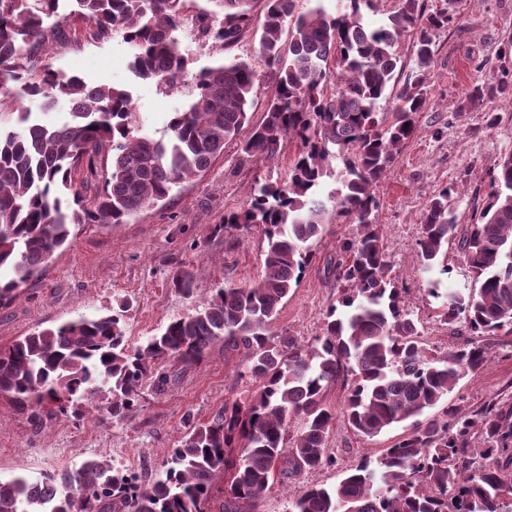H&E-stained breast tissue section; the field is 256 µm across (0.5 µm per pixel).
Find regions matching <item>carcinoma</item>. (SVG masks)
Listing matches in <instances>:
<instances>
[{
    "mask_svg": "<svg viewBox=\"0 0 512 512\" xmlns=\"http://www.w3.org/2000/svg\"><path fill=\"white\" fill-rule=\"evenodd\" d=\"M185 0H0V308L79 224H127L203 173L241 135L258 78L249 63L222 60L192 74L188 107L155 137L144 130L132 93L89 85L78 75L34 66L35 55L72 17L96 40L122 37L141 78L171 84L189 74L177 36ZM198 31L221 49L236 46L251 24L250 0H210ZM259 54L274 77L261 124L241 141L248 158L274 162L283 142L299 150L281 181H257L250 204L224 216L234 233L259 227L267 240L264 270L252 284L218 289L195 310L129 346L122 304L80 315L0 347V397L14 409L81 418L106 402L115 424L139 409L142 391L175 386L181 371L202 362L218 342L240 358L250 396L228 399L206 421L187 420L179 444L156 476L119 467L102 455L75 472L30 480L0 478V512H211L213 487L224 481L220 512H260L275 478L284 482L331 463L327 443L336 420L325 392L341 385V414L359 436L374 438L412 421L384 454L360 461L334 487L311 486L288 497L287 512H504L512 495V402L493 398L476 410L449 400L459 381L481 371L490 341L512 332V152L490 169L488 200L476 222L460 228L459 191L446 187L420 218L416 251L429 271L448 245L464 255L470 285L444 297L441 318L453 334L468 333L446 353L427 347L406 288L389 274L375 187L418 131L440 32L460 20L451 4L426 11L424 0H394L382 23H368L376 0H345L331 14L323 0H263ZM412 53L398 51L406 34ZM50 111L70 105L60 124L16 107L15 86ZM512 97V70L477 80L466 102L485 109L486 128ZM391 104L389 115L379 103ZM112 156L94 200L74 189L75 176H97ZM338 187L315 198L325 178ZM355 225L337 245L328 272L340 284L322 335L310 344L274 328V321L314 258L311 242L330 213ZM167 281L196 293L189 266ZM434 414L424 420L428 411ZM301 426L291 431V423Z\"/></svg>",
    "mask_w": 512,
    "mask_h": 512,
    "instance_id": "cac0c4a2",
    "label": "carcinoma"
}]
</instances>
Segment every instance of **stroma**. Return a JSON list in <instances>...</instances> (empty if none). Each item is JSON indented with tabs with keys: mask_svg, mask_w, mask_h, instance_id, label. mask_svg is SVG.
Wrapping results in <instances>:
<instances>
[{
	"mask_svg": "<svg viewBox=\"0 0 512 512\" xmlns=\"http://www.w3.org/2000/svg\"><path fill=\"white\" fill-rule=\"evenodd\" d=\"M210 8L209 0L185 2V22L178 36L189 71L221 57L244 60L262 70L257 35L263 20L260 0L250 4V33L223 52L196 29L197 15ZM459 11V26L437 39L428 104L417 116L419 132L376 188L391 275L406 288L405 302L421 335L440 352L459 339L437 314L438 296L463 287L468 273L453 245L448 248L450 274L422 272L415 250L421 214L432 196L453 185L462 197L458 219L472 223L488 199L490 168L499 156L512 151V106L507 101H500L501 121L490 130L480 109L462 106L478 62H485L490 71L512 67L511 56L502 61L496 56L501 44L512 40V0H461ZM131 59V49L121 37L93 40L83 21L72 20L63 24L61 38L52 43L50 52L40 55L38 64L80 75L93 85L128 87L146 127L163 133L175 109L189 102L191 81L180 79L169 87L136 77ZM296 150L295 142L285 141L278 163L268 166L243 157L238 141H229L205 172L180 184L165 204L144 209L127 224L76 226L69 245L54 253L22 296L0 308V346L80 314L108 312L120 300L129 303L127 339L136 346L172 319L193 312L200 297L254 282L262 273L266 248L261 229L235 237L218 232L216 226L225 213L249 204L257 181L269 175L285 177ZM353 231V225L343 220L327 225L313 245V262L305 267L275 322L277 331L303 344L320 334L324 315L338 296L336 280L325 265L335 256L337 241ZM175 263L193 269L197 296L189 298L170 288L167 273ZM238 364V359L225 357L222 344H215L204 362L184 371L172 389L159 394L145 388L139 412L119 425L93 408L80 420L58 417L38 424L1 399L0 477L21 474L36 479L74 471L93 454L105 455L117 465L159 473L185 430L186 417L209 419L223 408L225 399L248 395L251 386L248 379L237 377ZM501 393L512 395V333L494 341L484 370L461 379L451 398L474 410ZM402 434L397 427L367 439L353 433L344 419H336L328 439L330 464L274 484L261 512H286L289 493L307 486H335L361 460L380 457Z\"/></svg>",
	"mask_w": 512,
	"mask_h": 512,
	"instance_id": "obj_1",
	"label": "stroma"
}]
</instances>
